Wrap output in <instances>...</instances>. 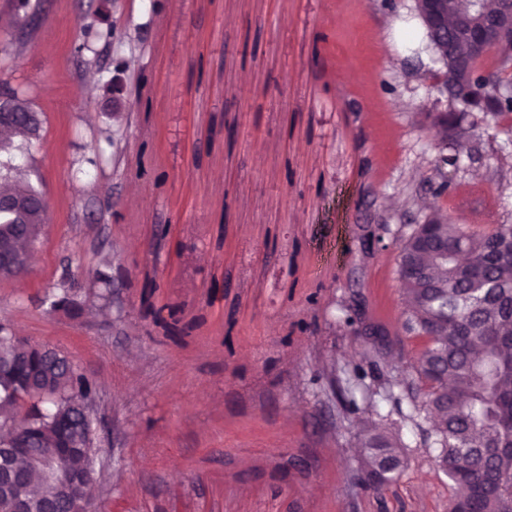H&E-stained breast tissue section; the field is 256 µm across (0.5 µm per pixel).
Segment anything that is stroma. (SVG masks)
<instances>
[{
	"mask_svg": "<svg viewBox=\"0 0 512 512\" xmlns=\"http://www.w3.org/2000/svg\"><path fill=\"white\" fill-rule=\"evenodd\" d=\"M425 43L412 0H0V90L38 116L18 159L48 207L29 271L0 278V325L96 383V512H448L429 422L378 400L407 462L375 491L341 430L373 382L355 369L423 386V339L375 355L344 304L401 326L397 240L367 260L355 230L426 218L405 203L434 179ZM473 144L452 191L480 189L486 222L439 205L512 224V144L484 126ZM63 288L81 315L49 309ZM169 308L189 335L158 323ZM113 71L115 73L112 75L113 115L119 117L123 112L124 85L122 76L128 71L127 60L122 57L117 58Z\"/></svg>",
	"mask_w": 512,
	"mask_h": 512,
	"instance_id": "35a3bbf8",
	"label": "stroma"
}]
</instances>
